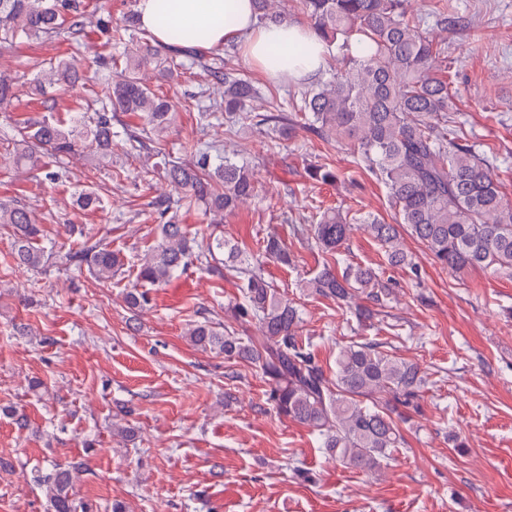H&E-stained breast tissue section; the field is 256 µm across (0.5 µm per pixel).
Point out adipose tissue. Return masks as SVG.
<instances>
[{"label": "adipose tissue", "mask_w": 512, "mask_h": 512, "mask_svg": "<svg viewBox=\"0 0 512 512\" xmlns=\"http://www.w3.org/2000/svg\"><path fill=\"white\" fill-rule=\"evenodd\" d=\"M142 27L162 46L191 49L238 45L272 77L311 80L335 56V45L284 21L258 25L254 0H136Z\"/></svg>", "instance_id": "ef3b65f1"}]
</instances>
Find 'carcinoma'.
I'll list each match as a JSON object with an SVG mask.
<instances>
[{"label":"carcinoma","mask_w":512,"mask_h":512,"mask_svg":"<svg viewBox=\"0 0 512 512\" xmlns=\"http://www.w3.org/2000/svg\"><path fill=\"white\" fill-rule=\"evenodd\" d=\"M300 10L317 36L338 44L345 70L299 91L302 114L298 124L288 114L266 115L260 124L272 126L283 139L296 128L324 140H344L353 146L367 170L384 186L395 210L389 224L368 212L356 219L359 228L385 247L393 267L414 268L403 234L421 242L434 260L455 272L482 267L512 271V204L507 202L490 161L449 137L448 129L432 123L448 111L452 97V70L457 61L424 31L425 20L407 18L404 0H298ZM85 0H0V49L19 40L57 38L80 33L89 18ZM132 14L127 24L112 28L98 17L96 26L108 41L124 45V67L118 78L101 79L109 106L91 117L77 114L67 121L47 116L22 122L9 161L43 181L60 178L46 159L90 152L101 160L112 158L116 112L131 113L138 127H123L128 141L159 157L152 169L176 194L152 202L160 222L159 241L140 259L137 277L151 286L166 283L193 263L212 275L228 271L238 280L241 297L233 317L257 325L259 336L244 338L209 318L187 328L185 336L200 350L224 354L259 369L269 385L268 400L275 412L318 432L321 448L347 468L375 472L403 443L388 404L408 405L426 381L419 366L377 343L350 341L336 355V371L329 376L316 361L309 344L298 336L301 317L296 304L281 294L264 275L266 260L287 265V245L271 234L261 250L248 257L237 245L213 230L206 246L197 245L179 222L183 209L202 206L222 216L255 196L248 165L221 154L215 145L191 146L189 162L172 160L151 148L153 136L167 131L174 120V102L157 94L141 71L152 68L167 83H178L197 64L210 80L224 85V117L237 121L251 111L259 91L242 69L207 63L192 51L185 62L163 46L150 43ZM365 44L364 55L351 52L353 40ZM56 81L68 86L84 83L86 75L71 60L54 66ZM311 180L336 182V171L323 165L308 169ZM84 210H99L102 199L92 188L77 195ZM0 226L11 228L12 250L18 266L37 270L49 258L37 244L40 225L34 211L15 200L0 201ZM354 225L347 216L327 210L315 224L305 226L307 242L333 255ZM65 264L87 268L97 281L107 283L124 265L120 254L101 243L70 251ZM312 295L348 305L361 291L375 305H383L385 287L372 267H350L339 274L323 268L301 284ZM127 307L149 305V292L133 288L124 296ZM87 469L84 460L54 462L38 476L51 512H93L89 502H78L74 488Z\"/></svg>","instance_id":"cac0c4a2"}]
</instances>
